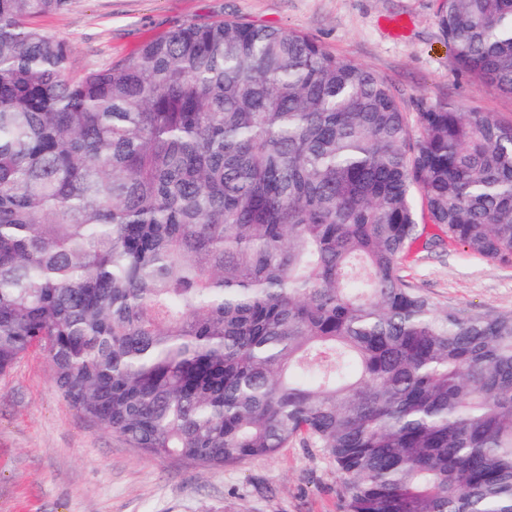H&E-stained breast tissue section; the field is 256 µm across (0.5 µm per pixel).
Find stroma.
<instances>
[{
  "label": "stroma",
  "instance_id": "35a3bbf8",
  "mask_svg": "<svg viewBox=\"0 0 512 512\" xmlns=\"http://www.w3.org/2000/svg\"><path fill=\"white\" fill-rule=\"evenodd\" d=\"M442 3L71 0L36 24L70 45L78 69L129 56L187 20L272 26L383 77L409 123L444 103L512 121V97L455 65L438 23ZM401 270L438 306L512 312V264L482 258L436 229ZM340 482L322 452L298 441L274 456L216 469L152 458L69 406L37 351L0 376V512H338Z\"/></svg>",
  "mask_w": 512,
  "mask_h": 512
}]
</instances>
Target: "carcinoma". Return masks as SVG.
Returning <instances> with one entry per match:
<instances>
[{
  "mask_svg": "<svg viewBox=\"0 0 512 512\" xmlns=\"http://www.w3.org/2000/svg\"><path fill=\"white\" fill-rule=\"evenodd\" d=\"M0 0V375L216 468L299 439L340 512H512V312L410 287L431 222L512 263V122L413 133L385 80L295 31L183 23L99 68ZM458 67L512 96V0H444Z\"/></svg>",
  "mask_w": 512,
  "mask_h": 512,
  "instance_id": "carcinoma-1",
  "label": "carcinoma"
}]
</instances>
